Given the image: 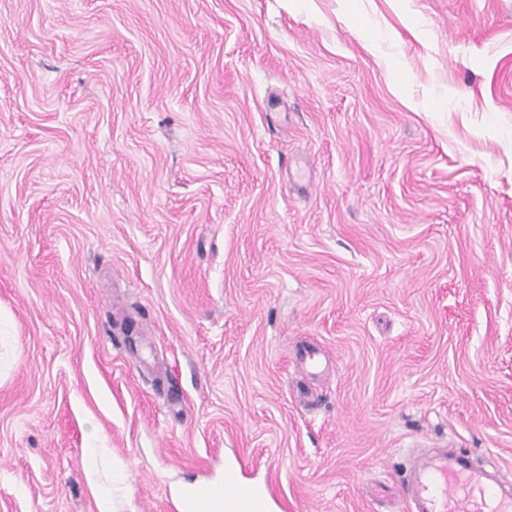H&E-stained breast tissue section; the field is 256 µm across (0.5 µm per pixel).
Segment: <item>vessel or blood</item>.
<instances>
[{
    "mask_svg": "<svg viewBox=\"0 0 512 512\" xmlns=\"http://www.w3.org/2000/svg\"><path fill=\"white\" fill-rule=\"evenodd\" d=\"M224 494L234 501L236 512H258L271 491L231 474L224 480ZM406 495L409 512H512V476L490 474L468 459L441 453L413 462ZM184 507L186 512H222L203 489Z\"/></svg>",
    "mask_w": 512,
    "mask_h": 512,
    "instance_id": "1",
    "label": "vessel or blood"
}]
</instances>
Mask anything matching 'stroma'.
Masks as SVG:
<instances>
[{"label": "stroma", "mask_w": 512, "mask_h": 512, "mask_svg": "<svg viewBox=\"0 0 512 512\" xmlns=\"http://www.w3.org/2000/svg\"><path fill=\"white\" fill-rule=\"evenodd\" d=\"M440 449L512 475V0H0V512Z\"/></svg>", "instance_id": "35a3bbf8"}]
</instances>
